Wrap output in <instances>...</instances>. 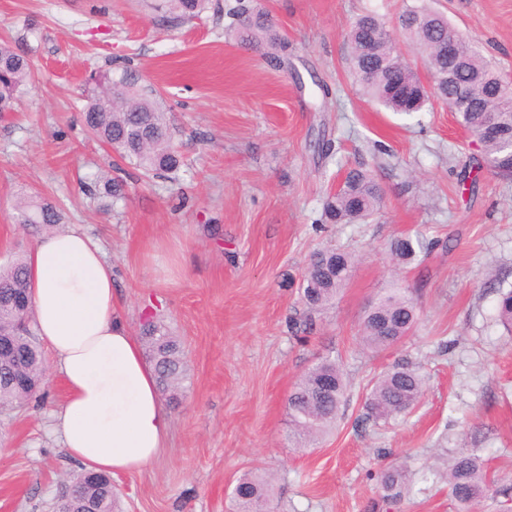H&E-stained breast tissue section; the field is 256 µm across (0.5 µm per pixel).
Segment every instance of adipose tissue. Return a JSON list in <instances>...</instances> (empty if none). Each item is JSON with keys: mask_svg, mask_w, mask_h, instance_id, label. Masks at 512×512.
I'll return each mask as SVG.
<instances>
[{"mask_svg": "<svg viewBox=\"0 0 512 512\" xmlns=\"http://www.w3.org/2000/svg\"><path fill=\"white\" fill-rule=\"evenodd\" d=\"M27 265L36 331L67 390L52 432L86 469L144 467L163 447L171 416L137 338L115 318L111 263L71 227L37 240Z\"/></svg>", "mask_w": 512, "mask_h": 512, "instance_id": "obj_1", "label": "adipose tissue"}]
</instances>
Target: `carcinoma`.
Segmentation results:
<instances>
[{
	"label": "carcinoma",
	"mask_w": 512,
	"mask_h": 512,
	"mask_svg": "<svg viewBox=\"0 0 512 512\" xmlns=\"http://www.w3.org/2000/svg\"><path fill=\"white\" fill-rule=\"evenodd\" d=\"M206 0H161L157 8L176 24L197 17ZM227 14L242 24L240 38L251 42L271 32L265 14L256 13L250 0H235ZM405 40L416 47L426 70L435 78L433 91L422 86L418 66L407 63L381 15L369 12L350 25V68L356 84L370 100L389 112L411 116L441 101L454 105L464 90L467 108L456 113L457 120L475 138L478 155L472 169L488 168L493 174L512 179V79L500 73L472 42L427 0H413L398 15ZM453 40V57L440 47ZM32 78L30 60L9 44H0V113L11 112ZM84 126L89 134L122 159L134 164L146 179L176 180L183 160L170 143L166 112L154 90L136 88L132 73L120 78L112 70L93 71L86 81ZM89 194H105L112 203L125 197L124 184L105 172L91 175ZM384 193L371 172L352 168L345 175L344 187L324 206V217L334 224H356L380 213ZM16 221L23 226L50 229L62 223V212L51 200L28 196L16 206ZM433 242L421 233H407L391 244L395 260L408 265L428 252ZM355 260L342 250L314 253L302 275L300 298L308 312L330 305L351 277ZM29 296L28 268L21 258L0 268V407L20 404L36 396L43 381V362L32 338L33 307L18 305ZM417 305L406 288L395 286L381 293L367 309L360 340L364 347L381 351L400 342L417 322ZM496 319L512 333V289L502 290L496 303ZM147 357L157 374L160 391L178 400L187 379L188 368L181 341L161 321L147 320L140 329ZM346 382L336 361L325 358L313 365L295 383L288 395V417L296 446L301 448L327 434L336 425ZM424 393V379L409 363L393 366L372 381L366 398V418L388 421L406 414ZM385 495L391 505L401 496L405 474L396 467L381 473ZM450 495L457 512H472L473 505L485 498L491 488L484 463L475 454L455 456L448 466ZM71 512H88L102 503L116 512V491L105 477L93 478L84 472L74 478ZM270 483L255 473L237 481L234 502L237 512H261L270 497Z\"/></svg>",
	"instance_id": "cac0c4a2"
}]
</instances>
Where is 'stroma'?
Masks as SVG:
<instances>
[{"label":"stroma","mask_w":512,"mask_h":512,"mask_svg":"<svg viewBox=\"0 0 512 512\" xmlns=\"http://www.w3.org/2000/svg\"><path fill=\"white\" fill-rule=\"evenodd\" d=\"M231 2L209 0L173 26L155 0H0V40L30 51L34 73L16 111L0 114V266L40 236L16 223L18 198H49L111 262L120 322L136 335L162 318L188 361L160 455L112 479L123 512H233L239 476L256 470L272 474L278 512H456L444 474L462 452L482 457L494 482L483 512H512V336L495 311L498 288H512V179L484 170L475 191L462 189L476 148L447 106L406 118L358 93L350 24L367 11L394 21L403 0H253L290 43L276 61L239 43ZM431 5L512 78V0ZM94 69L131 71L161 94L185 161L178 183L130 178L87 133ZM352 167L384 187L381 215L322 223ZM99 171L127 181L108 212L87 192ZM416 231L433 248L396 267L391 242ZM325 249L358 261L308 322L300 280ZM395 280L416 299L417 324L391 349H363L365 312ZM324 357L341 364L346 398L333 434L296 449L288 395ZM42 358L37 396L0 410V512H51L82 470L49 430L65 388ZM403 361L425 379L422 400L365 420L370 380ZM394 463L411 492L389 508L378 476Z\"/></svg>","instance_id":"stroma-1"}]
</instances>
